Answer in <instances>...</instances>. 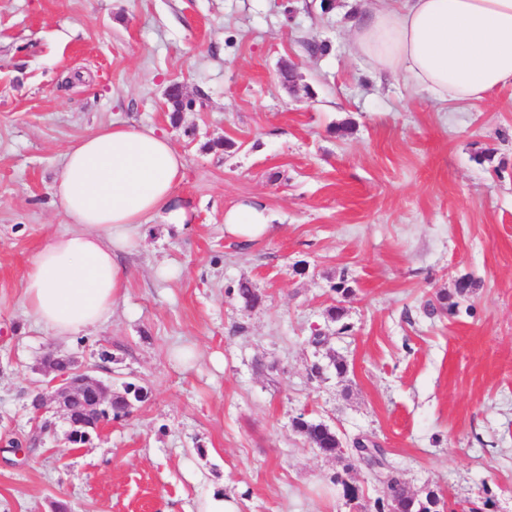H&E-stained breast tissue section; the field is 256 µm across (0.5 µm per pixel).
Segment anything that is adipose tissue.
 I'll list each match as a JSON object with an SVG mask.
<instances>
[{"label": "adipose tissue", "instance_id": "adipose-tissue-1", "mask_svg": "<svg viewBox=\"0 0 512 512\" xmlns=\"http://www.w3.org/2000/svg\"><path fill=\"white\" fill-rule=\"evenodd\" d=\"M353 45L371 72L405 76L437 102L467 103L512 87V0H355ZM184 157L147 126L101 127L69 145L52 196L71 229L23 272L27 314L64 339L110 319L125 291L120 254L137 250L146 216L190 221L175 201ZM267 209L244 201L224 212L226 236L270 234Z\"/></svg>", "mask_w": 512, "mask_h": 512}]
</instances>
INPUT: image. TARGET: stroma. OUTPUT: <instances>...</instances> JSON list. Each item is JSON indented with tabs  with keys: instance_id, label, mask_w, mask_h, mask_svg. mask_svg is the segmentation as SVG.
Returning a JSON list of instances; mask_svg holds the SVG:
<instances>
[{
	"instance_id": "35a3bbf8",
	"label": "stroma",
	"mask_w": 512,
	"mask_h": 512,
	"mask_svg": "<svg viewBox=\"0 0 512 512\" xmlns=\"http://www.w3.org/2000/svg\"><path fill=\"white\" fill-rule=\"evenodd\" d=\"M349 6L0 0V512H201L215 493L241 512H375L380 483L312 448L300 414L374 441L448 512H512V87L444 104L372 74ZM174 84L192 102L176 126ZM114 122L182 153L191 222L147 217L111 318L62 341L28 317L23 270L68 229L52 200L64 150ZM246 200L274 224L252 243L224 235ZM463 276L477 288L429 313ZM51 351L147 396L70 444L31 407Z\"/></svg>"
}]
</instances>
